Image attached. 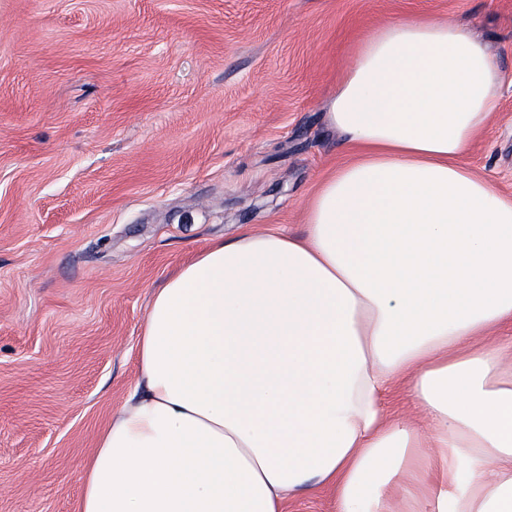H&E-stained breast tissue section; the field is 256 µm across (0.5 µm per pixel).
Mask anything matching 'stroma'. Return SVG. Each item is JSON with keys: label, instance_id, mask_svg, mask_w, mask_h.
I'll return each instance as SVG.
<instances>
[{"label": "stroma", "instance_id": "35a3bbf8", "mask_svg": "<svg viewBox=\"0 0 512 512\" xmlns=\"http://www.w3.org/2000/svg\"><path fill=\"white\" fill-rule=\"evenodd\" d=\"M462 22L503 75L464 161L512 195V0H0V512H77L152 292L241 227L299 235L352 157L357 45Z\"/></svg>", "mask_w": 512, "mask_h": 512}]
</instances>
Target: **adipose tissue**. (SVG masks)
<instances>
[{"label": "adipose tissue", "mask_w": 512, "mask_h": 512, "mask_svg": "<svg viewBox=\"0 0 512 512\" xmlns=\"http://www.w3.org/2000/svg\"><path fill=\"white\" fill-rule=\"evenodd\" d=\"M500 88L454 22L361 43L325 114L354 159L303 235L213 240L154 290L79 512H512V198L462 161ZM331 509L330 492L319 488L288 500L285 512H331Z\"/></svg>", "instance_id": "obj_1"}]
</instances>
